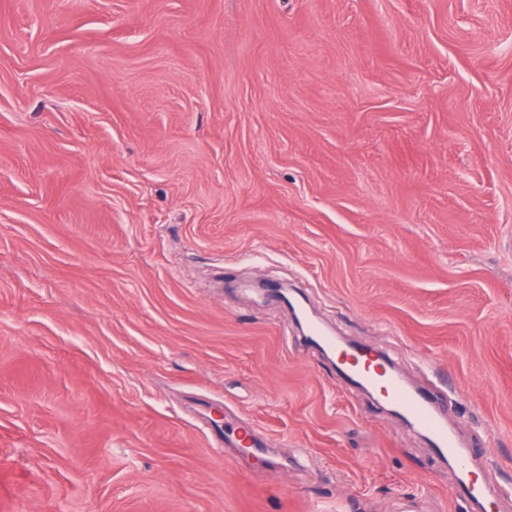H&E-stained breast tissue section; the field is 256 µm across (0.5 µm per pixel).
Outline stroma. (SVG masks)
Returning a JSON list of instances; mask_svg holds the SVG:
<instances>
[{"mask_svg": "<svg viewBox=\"0 0 512 512\" xmlns=\"http://www.w3.org/2000/svg\"><path fill=\"white\" fill-rule=\"evenodd\" d=\"M249 277L512 485V0H0V512H468ZM209 424V435L212 441L216 438L224 442L227 448H240L243 454L261 455L266 462V469L270 472H278L283 469V463L272 453L270 448H264L263 442L256 436L252 426L246 422L239 424L236 428L225 427L224 421H207ZM248 441V447L244 442Z\"/></svg>", "mask_w": 512, "mask_h": 512, "instance_id": "stroma-1", "label": "stroma"}]
</instances>
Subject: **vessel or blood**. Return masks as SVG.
I'll use <instances>...</instances> for the list:
<instances>
[{
  "mask_svg": "<svg viewBox=\"0 0 512 512\" xmlns=\"http://www.w3.org/2000/svg\"><path fill=\"white\" fill-rule=\"evenodd\" d=\"M339 357L347 376L377 391L404 418L428 434L438 458L455 464L462 475L455 491L456 497L487 507L505 496V488L486 483L472 470L468 453L461 448L455 433L448 428L443 413L426 395L406 386L402 378L374 356L371 350L343 349ZM209 435L223 442L225 447H240L245 454L263 456L268 471L277 472L283 468L282 462L270 449L265 448L248 423L232 428L213 420L209 423Z\"/></svg>",
  "mask_w": 512,
  "mask_h": 512,
  "instance_id": "vessel-or-blood-1",
  "label": "vessel or blood"
}]
</instances>
